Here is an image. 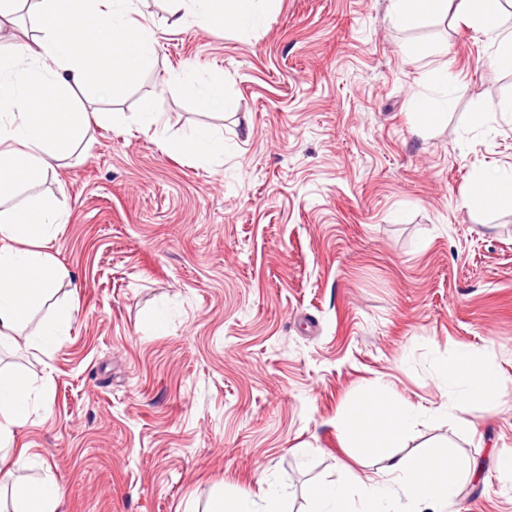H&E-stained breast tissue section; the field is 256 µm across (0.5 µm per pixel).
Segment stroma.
I'll list each match as a JSON object with an SVG mask.
<instances>
[{
  "label": "stroma",
  "instance_id": "1",
  "mask_svg": "<svg viewBox=\"0 0 512 512\" xmlns=\"http://www.w3.org/2000/svg\"><path fill=\"white\" fill-rule=\"evenodd\" d=\"M388 6L278 0L241 34L171 28L165 0H141L156 55L92 103L88 150L40 187L69 210L48 246L67 276L33 321L67 306L71 328L48 356L0 350L47 390L7 457L13 478L61 486L56 512H207L272 487L303 512L313 482L360 473L336 414L377 384L424 412L399 454L441 439L476 464L444 512H512V391L472 403L468 435L428 372L488 349L512 380V209L463 205L475 170L512 165V70L455 15L405 30ZM188 64L223 78L228 109L165 87ZM442 67L453 103L418 129L414 98L448 94ZM147 98L170 139L222 129L223 165L112 120Z\"/></svg>",
  "mask_w": 512,
  "mask_h": 512
}]
</instances>
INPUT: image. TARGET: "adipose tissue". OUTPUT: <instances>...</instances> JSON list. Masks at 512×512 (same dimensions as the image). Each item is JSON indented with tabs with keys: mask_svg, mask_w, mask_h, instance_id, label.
<instances>
[{
	"mask_svg": "<svg viewBox=\"0 0 512 512\" xmlns=\"http://www.w3.org/2000/svg\"><path fill=\"white\" fill-rule=\"evenodd\" d=\"M139 0H33L30 9L39 32L31 38L17 14L21 0H0V348L25 336L26 343L50 354L71 327L70 310L58 311L34 334L25 329L42 303L65 276L47 252L69 213L55 197L42 195L27 205L9 200L20 187L42 184L53 161L70 156L85 142L89 118L76 104L75 90L113 94L154 55L157 37L136 18ZM169 22L200 27L227 24L247 33L261 27L276 0H169ZM498 0H390L395 23L411 28L428 18L447 17L456 10L492 44L498 60L512 68V17ZM173 91L190 93L205 109L226 107L224 82L204 79L193 67L165 78ZM132 124L151 131L166 148L199 162L224 161V138L212 128H191L169 140L160 113L144 101ZM467 207L494 210L512 207V166L495 173L472 175L464 201ZM430 376L447 405L458 411L460 428L471 403L498 404L505 380L489 351L462 350L453 358L439 357ZM35 409L33 388L25 380L0 372V447L14 441L17 427ZM420 411L398 401L380 385L360 392L336 416V428L348 437L351 453L376 463L375 474L359 479L356 489L342 482L315 485L306 497L305 512H390L393 502L403 512H440L461 492L470 462L454 457L447 442H429L417 456L393 452L396 439L418 423ZM14 512H55L62 497L53 481L38 485L16 481L11 486Z\"/></svg>",
	"mask_w": 512,
	"mask_h": 512,
	"instance_id": "1",
	"label": "adipose tissue"
}]
</instances>
